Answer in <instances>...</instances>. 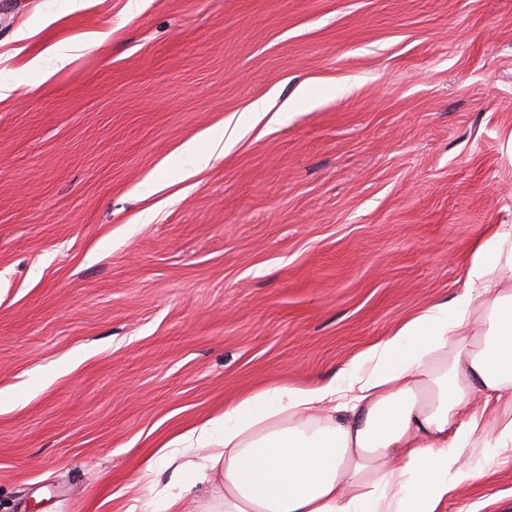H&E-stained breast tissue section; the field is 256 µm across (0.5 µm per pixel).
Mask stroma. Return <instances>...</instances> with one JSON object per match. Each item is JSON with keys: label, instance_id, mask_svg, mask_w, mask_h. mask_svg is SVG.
<instances>
[{"label": "stroma", "instance_id": "obj_1", "mask_svg": "<svg viewBox=\"0 0 512 512\" xmlns=\"http://www.w3.org/2000/svg\"><path fill=\"white\" fill-rule=\"evenodd\" d=\"M1 84L0 512H147L163 444L328 381L512 223V0H0ZM461 460L444 512H512V451ZM244 128L240 125H235L232 129L230 135L226 140H224V136L226 135V129H221L219 131L213 132L205 145H199L195 142L189 143L186 152L191 154L197 165L199 166H207L211 161L215 151L220 148V153L228 151L242 136Z\"/></svg>", "mask_w": 512, "mask_h": 512}]
</instances>
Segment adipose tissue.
Wrapping results in <instances>:
<instances>
[{
  "label": "adipose tissue",
  "mask_w": 512,
  "mask_h": 512,
  "mask_svg": "<svg viewBox=\"0 0 512 512\" xmlns=\"http://www.w3.org/2000/svg\"><path fill=\"white\" fill-rule=\"evenodd\" d=\"M512 448V224L473 244L462 292L355 354L328 382L277 383L167 443L154 512H443L471 439Z\"/></svg>",
  "instance_id": "ef3b65f1"
}]
</instances>
